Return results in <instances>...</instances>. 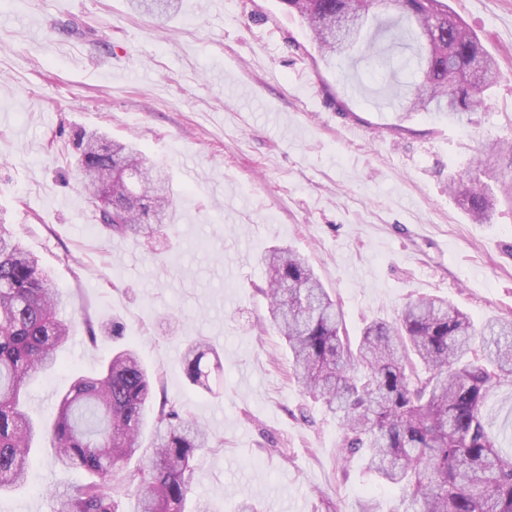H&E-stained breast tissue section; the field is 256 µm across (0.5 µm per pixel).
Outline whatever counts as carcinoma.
Returning a JSON list of instances; mask_svg holds the SVG:
<instances>
[{"label": "carcinoma", "mask_w": 512, "mask_h": 512, "mask_svg": "<svg viewBox=\"0 0 512 512\" xmlns=\"http://www.w3.org/2000/svg\"><path fill=\"white\" fill-rule=\"evenodd\" d=\"M175 0H131L144 13L165 16ZM390 3L408 27L390 39L414 43L420 80L409 86L407 107L445 108L456 117L482 107L484 93L501 73L479 38L443 0H433L445 19L433 44L425 0H282L305 23L319 50L339 53L329 41L336 16L365 10L353 46L373 68L391 67L387 48L368 29L371 12ZM481 59L488 76L466 78L465 65ZM77 168L112 236L155 239L170 219L172 188L155 165L133 146L85 133L77 143ZM138 173L132 188L126 170ZM477 222L491 203L478 179L455 178ZM267 274L265 294L274 329L291 354L292 374L344 432L343 449H365L367 468L401 487L406 512H512V453L502 448L486 419L488 401L512 386V318L481 325L450 301L420 297L392 321L374 320L351 340L342 312L308 263L296 252L273 249L260 257ZM59 292L38 258L0 224V492L24 485L30 451L41 428L23 410L27 385L58 365L72 322L59 317ZM184 369L192 385L214 392L221 364L198 336L184 343ZM153 379L133 345L112 353L100 371L74 379L49 428L56 462L90 479L71 484L59 512H119L134 494V512H186L196 457L211 435L196 420L163 400L154 414L149 444L141 441ZM140 456L139 467L126 466Z\"/></svg>", "instance_id": "obj_1"}]
</instances>
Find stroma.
<instances>
[{"label":"stroma","mask_w":512,"mask_h":512,"mask_svg":"<svg viewBox=\"0 0 512 512\" xmlns=\"http://www.w3.org/2000/svg\"><path fill=\"white\" fill-rule=\"evenodd\" d=\"M503 71L484 106L459 118L411 112L403 79L326 60L282 0H177L164 17L130 0H0V222L51 272L72 335L58 367L27 387L50 425L75 375L112 353L88 323L118 320L157 376L155 396L214 435L196 460L193 498L213 512L256 499L295 512H404L405 494L363 455L290 373L267 322L264 270L274 247L303 255L350 335L394 320L417 297L448 299L475 322L512 314V0H446ZM75 23L80 34L70 35ZM96 131L135 144L169 177L172 222L152 244L110 236L71 162ZM496 197L473 221L451 177ZM208 339L220 396L188 381L183 341ZM28 485L0 512H58L83 472L48 441Z\"/></svg>","instance_id":"1"}]
</instances>
